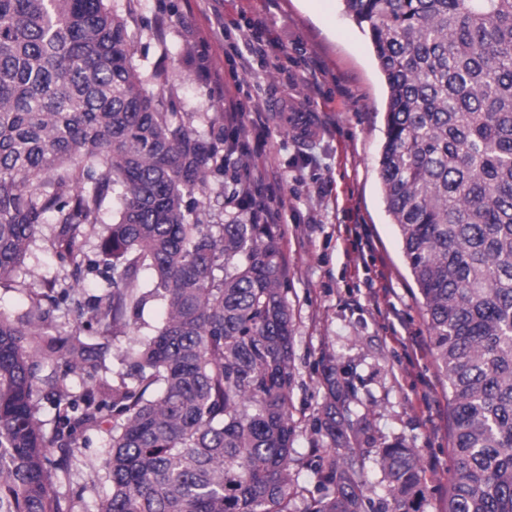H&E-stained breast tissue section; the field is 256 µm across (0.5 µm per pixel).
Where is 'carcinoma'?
<instances>
[{
  "mask_svg": "<svg viewBox=\"0 0 512 512\" xmlns=\"http://www.w3.org/2000/svg\"><path fill=\"white\" fill-rule=\"evenodd\" d=\"M343 5L388 90L378 176L448 382V512H512V0ZM132 55L107 0H0V281L31 276L45 224L63 270L21 317L0 311V512H72L50 480L67 474L75 435L103 427L96 512H367L366 448L385 489L374 512H420L416 451L379 441L334 364L315 431L341 453L313 449L312 488L290 473L295 336L277 225L255 210L205 222L224 126L203 139L194 116L144 91L165 78ZM101 224L104 272L82 303ZM154 297L165 320L111 379L94 364L109 337L46 330L74 304L87 327L116 331Z\"/></svg>",
  "mask_w": 512,
  "mask_h": 512,
  "instance_id": "obj_1",
  "label": "carcinoma"
}]
</instances>
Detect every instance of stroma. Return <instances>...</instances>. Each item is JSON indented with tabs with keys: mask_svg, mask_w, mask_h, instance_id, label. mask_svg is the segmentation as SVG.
Here are the masks:
<instances>
[{
	"mask_svg": "<svg viewBox=\"0 0 512 512\" xmlns=\"http://www.w3.org/2000/svg\"><path fill=\"white\" fill-rule=\"evenodd\" d=\"M110 4L127 22L137 68L165 70V84H146L148 93L168 86L174 111H221L200 76L205 61L223 71L227 90H239L249 107L237 133L224 135L225 171L210 179L218 200L207 221L242 214L237 191L243 186L252 203L283 214L278 232L295 328L291 403L299 425L289 470L312 480L301 462L312 448L332 450L313 430L323 403L322 366L330 362L354 384L379 440L415 448L425 487L421 512H446L455 475L448 384L434 362L427 318L379 188L387 89L368 38L341 0H224L223 31L209 21L211 0ZM259 40L266 45L262 55L250 51ZM275 98L297 101L316 133L293 134L292 120L268 109ZM266 141L274 147L265 152ZM257 161L277 176L276 184L249 181ZM51 238V226H43L27 256L31 278L0 284V310L20 316L30 293L59 274ZM163 316L162 301L150 300L136 323L113 338L101 374L118 370L119 355L152 336ZM402 333L416 337L421 351L401 346ZM423 389L432 410L416 404ZM76 445L67 475L52 489L74 512H95L102 490L92 482L105 469L109 439L90 430L77 434Z\"/></svg>",
	"mask_w": 512,
	"mask_h": 512,
	"instance_id": "stroma-1",
	"label": "stroma"
}]
</instances>
